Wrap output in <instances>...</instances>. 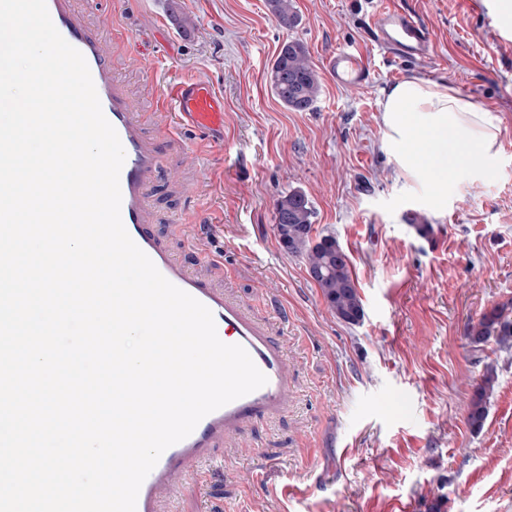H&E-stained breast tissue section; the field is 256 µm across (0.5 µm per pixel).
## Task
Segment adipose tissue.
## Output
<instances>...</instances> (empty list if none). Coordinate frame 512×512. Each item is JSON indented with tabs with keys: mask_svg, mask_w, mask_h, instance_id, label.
I'll use <instances>...</instances> for the list:
<instances>
[{
	"mask_svg": "<svg viewBox=\"0 0 512 512\" xmlns=\"http://www.w3.org/2000/svg\"><path fill=\"white\" fill-rule=\"evenodd\" d=\"M385 137L407 176L448 189L457 172L495 153L499 128L489 112L447 85L418 78L387 89L380 102Z\"/></svg>",
	"mask_w": 512,
	"mask_h": 512,
	"instance_id": "adipose-tissue-1",
	"label": "adipose tissue"
}]
</instances>
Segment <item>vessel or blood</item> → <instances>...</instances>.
Returning <instances> with one entry per match:
<instances>
[{"label": "vessel or blood", "mask_w": 512, "mask_h": 512, "mask_svg": "<svg viewBox=\"0 0 512 512\" xmlns=\"http://www.w3.org/2000/svg\"><path fill=\"white\" fill-rule=\"evenodd\" d=\"M50 17L62 35L79 50L90 69L103 113L115 128L125 151L120 173L121 218L135 242L153 261L161 274L178 288L210 309L219 339L243 346L268 382L205 416L184 440L169 447L144 480L136 512H159V495L174 480L191 483L202 468L213 462L215 442L244 423L270 418L288 403V359L283 347L273 344L265 326L238 300L223 289L199 280L181 260L163 248L147 226L151 177L161 163V151L144 134L140 116L113 79L102 55L99 40L81 21L77 0H46ZM373 39L369 48H341L327 57L325 64L337 85L363 87L372 80V59L381 48L393 59L425 57L431 39L413 15L396 9L392 0H381L373 15ZM162 105L174 118L175 131L191 129L211 136L224 134V97L206 81H184L168 87Z\"/></svg>", "instance_id": "b4317fda"}]
</instances>
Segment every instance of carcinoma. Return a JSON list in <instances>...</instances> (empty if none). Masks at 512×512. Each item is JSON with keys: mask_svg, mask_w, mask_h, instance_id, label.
Listing matches in <instances>:
<instances>
[{"mask_svg": "<svg viewBox=\"0 0 512 512\" xmlns=\"http://www.w3.org/2000/svg\"><path fill=\"white\" fill-rule=\"evenodd\" d=\"M267 5L279 26L291 31L300 25L295 0H267ZM268 75L270 88L283 106L295 112L313 108L321 83L309 50L301 39L291 38L282 44ZM275 210L278 236L286 239L287 252L305 261L308 273L314 275L331 312L347 323L358 322L362 317V305L348 256L332 234L313 239V209L305 192L288 191L277 200ZM469 339L476 351L492 341L499 349L511 352L512 314L507 306H495L483 313L471 326ZM494 382L495 373L490 369L475 387L467 415L468 424L474 431L484 425L488 414L487 400Z\"/></svg>", "mask_w": 512, "mask_h": 512, "instance_id": "obj_1", "label": "carcinoma"}]
</instances>
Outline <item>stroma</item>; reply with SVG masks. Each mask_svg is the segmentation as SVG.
<instances>
[{
	"instance_id": "stroma-1",
	"label": "stroma",
	"mask_w": 512,
	"mask_h": 512,
	"mask_svg": "<svg viewBox=\"0 0 512 512\" xmlns=\"http://www.w3.org/2000/svg\"><path fill=\"white\" fill-rule=\"evenodd\" d=\"M280 28L266 0H79L113 76L162 146L149 227L203 280L237 297L288 354L284 412L249 422L165 512H512V353L469 330L512 304V20L499 0H399L433 50L403 63L376 53L363 87L336 86L325 59L369 41L377 0H295ZM320 76L313 110H286L267 74L288 37ZM411 77L433 80L495 117L498 152L440 202L408 179L385 140L380 101ZM211 82L224 139L169 146L168 84ZM310 199L314 234L345 250L364 316H333L302 259L284 252L275 205ZM497 381L481 431L468 404L487 366Z\"/></svg>"
}]
</instances>
